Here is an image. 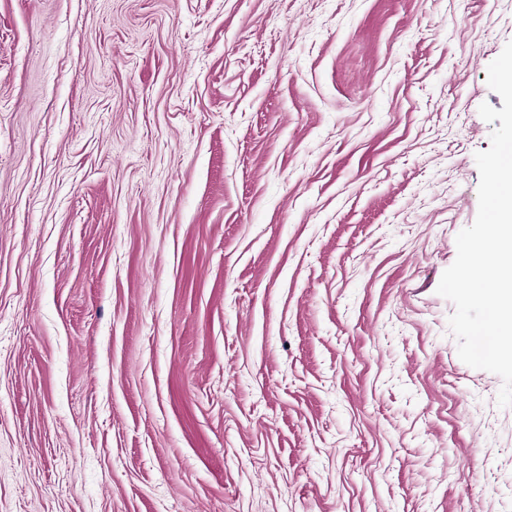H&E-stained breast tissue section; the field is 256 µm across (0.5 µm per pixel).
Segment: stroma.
I'll return each instance as SVG.
<instances>
[{
    "instance_id": "35a3bbf8",
    "label": "stroma",
    "mask_w": 512,
    "mask_h": 512,
    "mask_svg": "<svg viewBox=\"0 0 512 512\" xmlns=\"http://www.w3.org/2000/svg\"><path fill=\"white\" fill-rule=\"evenodd\" d=\"M512 0H0V512H512L438 295Z\"/></svg>"
}]
</instances>
